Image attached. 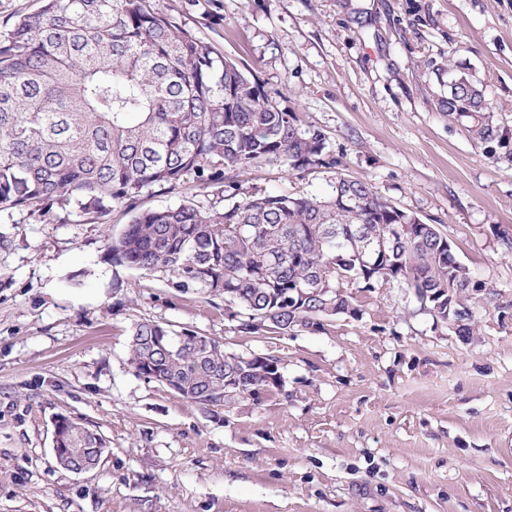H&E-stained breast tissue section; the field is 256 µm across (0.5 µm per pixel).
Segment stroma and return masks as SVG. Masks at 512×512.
<instances>
[{
	"mask_svg": "<svg viewBox=\"0 0 512 512\" xmlns=\"http://www.w3.org/2000/svg\"><path fill=\"white\" fill-rule=\"evenodd\" d=\"M326 136L333 166L228 169L145 191L139 208L224 206L371 184L438 226L486 289L475 332L395 283L357 315L245 335L243 311L112 264L73 207L0 211V512H512V0H151ZM483 89L501 136L449 114L451 80ZM282 360L274 392L202 409L136 375L138 321ZM108 440L99 467L57 466L56 416Z\"/></svg>",
	"mask_w": 512,
	"mask_h": 512,
	"instance_id": "stroma-1",
	"label": "stroma"
}]
</instances>
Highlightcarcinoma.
<instances>
[{"mask_svg": "<svg viewBox=\"0 0 512 512\" xmlns=\"http://www.w3.org/2000/svg\"><path fill=\"white\" fill-rule=\"evenodd\" d=\"M483 93L462 79L448 113L468 119L471 137L498 138L482 113ZM269 163L290 169L336 164L322 131L302 128L262 86L212 45L154 9L149 0H43L0 35V211L49 214L74 204L96 222L112 205L132 208L143 191L173 189L187 174L224 182L227 168ZM341 178L327 197L274 193L202 210L186 201L132 216L108 236L112 260L167 277L179 292L222 297L249 312L247 334L283 333L356 314L347 288L395 282L413 288L433 317L474 331L470 303L485 284L459 278L448 236ZM384 241L373 255L361 233ZM333 288L318 293L324 286ZM452 292L445 293L446 289ZM135 373L206 408L271 393L281 359L250 353L224 369V346L152 320L129 342ZM63 469L100 454L106 440L81 421L56 440Z\"/></svg>", "mask_w": 512, "mask_h": 512, "instance_id": "1", "label": "carcinoma"}]
</instances>
